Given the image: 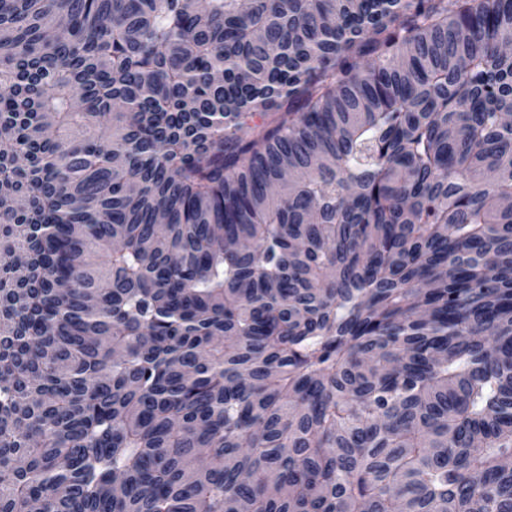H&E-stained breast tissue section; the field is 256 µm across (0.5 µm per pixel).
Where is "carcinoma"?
Here are the masks:
<instances>
[{
	"label": "carcinoma",
	"instance_id": "1",
	"mask_svg": "<svg viewBox=\"0 0 512 512\" xmlns=\"http://www.w3.org/2000/svg\"><path fill=\"white\" fill-rule=\"evenodd\" d=\"M512 0H0V512H512Z\"/></svg>",
	"mask_w": 512,
	"mask_h": 512
}]
</instances>
